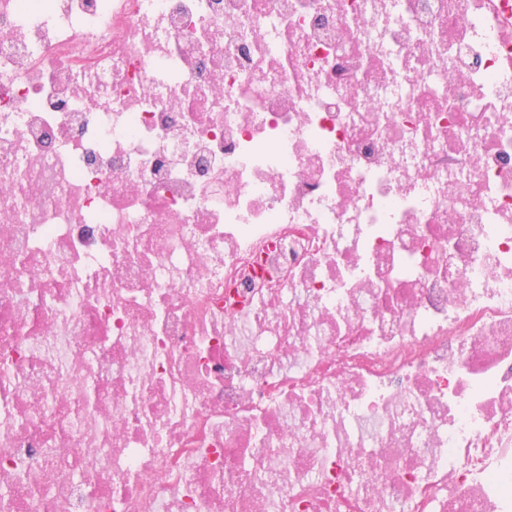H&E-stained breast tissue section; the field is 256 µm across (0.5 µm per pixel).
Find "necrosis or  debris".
Returning a JSON list of instances; mask_svg holds the SVG:
<instances>
[{
    "label": "necrosis or debris",
    "mask_w": 512,
    "mask_h": 512,
    "mask_svg": "<svg viewBox=\"0 0 512 512\" xmlns=\"http://www.w3.org/2000/svg\"><path fill=\"white\" fill-rule=\"evenodd\" d=\"M0 512H512V18L0 0Z\"/></svg>",
    "instance_id": "4bbe7bcc"
}]
</instances>
